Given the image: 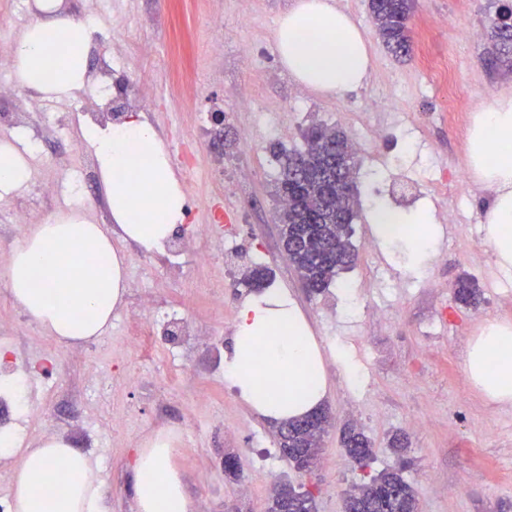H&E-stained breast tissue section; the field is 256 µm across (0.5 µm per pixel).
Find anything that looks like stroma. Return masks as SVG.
Masks as SVG:
<instances>
[{"label": "stroma", "instance_id": "obj_1", "mask_svg": "<svg viewBox=\"0 0 512 512\" xmlns=\"http://www.w3.org/2000/svg\"><path fill=\"white\" fill-rule=\"evenodd\" d=\"M68 2L97 26L90 79H98L103 54L120 57L129 95L154 100L145 117L171 157H191L195 173L181 177L191 216L177 235L208 249L211 260L200 267L186 259L175 277L167 248L146 253L121 243L124 301L101 337L74 347L24 317L0 263V372L24 384L21 405L0 398V426L19 428L29 441L60 435L89 455L112 512H135L132 462L162 429L177 434L173 460L192 512H265L273 484L282 481L310 489L318 512H344L352 486L386 469L401 470L419 512H512V405L488 406L467 383L463 362L484 322L512 321V270L500 268L484 232L491 192L467 177L464 163L474 106L512 96V71L486 64L482 36L512 0H418L410 20L413 52L403 60L378 39L368 0H335L364 32L372 66L361 86L331 98L300 85L282 64L275 30L296 0H111L105 11L96 0ZM442 16L452 25L435 26ZM465 30L481 36L464 40ZM426 51L455 65L456 98L440 94L422 67ZM243 86L252 93L248 109L233 95ZM315 123L339 127L360 146L361 205L351 238L357 260L320 294L304 288L283 251L274 194L279 166L270 152L274 144L302 147L303 130ZM68 127L67 136L45 137L31 158L34 178L56 193L0 200V249L13 250L24 236L8 222L13 211L44 224L60 211L83 209L70 178H91L92 193L101 194L83 124L72 120ZM377 201L407 214L430 206L440 233L423 267H413L408 247H371ZM451 210L458 213L452 224ZM204 222L219 225L215 238L197 237ZM257 263L270 270L272 287L292 295L327 354L324 407L332 425L311 475L288 464L276 423L224 379V350L251 294L241 276ZM468 276L481 289L474 307L455 299L457 280ZM167 308L187 318L189 335L154 336L148 350L134 343L132 321ZM339 346L360 372L358 385L333 355ZM60 384L86 393L79 412L49 398ZM112 409L127 413L124 426L112 425ZM415 418L424 427L414 428ZM352 428L372 442L363 467L340 444ZM398 430L409 436L401 455L387 445ZM228 451L238 457L240 480L224 475Z\"/></svg>", "mask_w": 512, "mask_h": 512}]
</instances>
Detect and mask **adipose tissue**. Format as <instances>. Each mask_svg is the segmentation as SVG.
Masks as SVG:
<instances>
[{
    "label": "adipose tissue",
    "instance_id": "ef3b65f1",
    "mask_svg": "<svg viewBox=\"0 0 512 512\" xmlns=\"http://www.w3.org/2000/svg\"><path fill=\"white\" fill-rule=\"evenodd\" d=\"M41 16L15 40L10 57L16 84L63 100L87 84L91 18L41 0ZM283 64L306 88L334 95L362 85L371 56L362 30L332 0H297L279 21ZM95 151L112 226L89 223L76 210L28 228L12 252L5 281L13 304L51 337L70 344L99 338L127 290L126 257L113 236L151 252L186 220V197L155 128L130 114L109 128H83ZM32 149L0 142V197L31 177ZM465 164L492 195L485 235L499 266L512 269V97L479 103ZM469 384L491 405L512 404V323L488 321L468 344ZM224 377L261 416L283 422L318 411L328 395L321 348L287 291L270 288L238 310L224 352ZM173 433L163 430L141 448L133 465L137 512H190L180 471L172 461ZM0 456L19 457L13 487L16 512H109L89 459L60 438L24 444L0 427Z\"/></svg>",
    "mask_w": 512,
    "mask_h": 512
}]
</instances>
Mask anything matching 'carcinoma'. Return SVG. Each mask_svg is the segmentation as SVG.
Returning <instances> with one entry per match:
<instances>
[{
    "label": "carcinoma",
    "mask_w": 512,
    "mask_h": 512,
    "mask_svg": "<svg viewBox=\"0 0 512 512\" xmlns=\"http://www.w3.org/2000/svg\"><path fill=\"white\" fill-rule=\"evenodd\" d=\"M417 0H369V9L376 32L389 52L405 56L410 51L407 22ZM490 63L512 64V29L494 19L490 25ZM304 146L289 152L276 151L280 176L274 194L280 202H288L277 215L283 246L288 260L298 272L303 285L312 293H320L348 269L355 260L351 242L352 225L338 222V210L357 216L360 199L357 191L336 196V180L330 172L343 164L356 175L354 145L340 130L323 124L313 125L302 134ZM292 168L303 172L300 181H288L285 175ZM268 270L256 265L247 271L242 283L251 289H261L267 282ZM456 299L475 306L480 290L469 277L458 280ZM329 426V417L322 419L289 420L277 430L278 445L284 458L299 470L319 463L322 438ZM342 447L352 450L350 457L359 464L372 454L371 442L361 431L351 430L342 437ZM349 497L355 512H418L413 487L398 470H383L369 480L352 486ZM266 512H318L315 496L306 492L286 497L277 487L272 489Z\"/></svg>",
    "instance_id": "cac0c4a2"
}]
</instances>
